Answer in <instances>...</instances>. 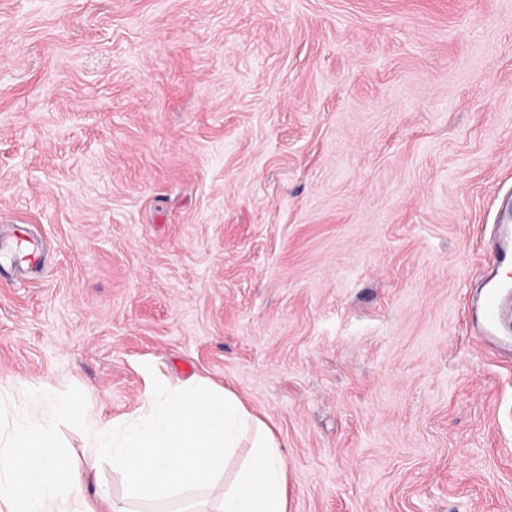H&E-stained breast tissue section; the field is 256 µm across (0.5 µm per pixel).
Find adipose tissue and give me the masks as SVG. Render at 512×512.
I'll list each match as a JSON object with an SVG mask.
<instances>
[{
	"instance_id": "obj_1",
	"label": "adipose tissue",
	"mask_w": 512,
	"mask_h": 512,
	"mask_svg": "<svg viewBox=\"0 0 512 512\" xmlns=\"http://www.w3.org/2000/svg\"><path fill=\"white\" fill-rule=\"evenodd\" d=\"M24 408L0 434V512H128L96 487L97 453L151 512H290L288 476L272 428L231 389L148 380L133 415H86L93 452L78 466L52 432L69 401L22 383Z\"/></svg>"
}]
</instances>
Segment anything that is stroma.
<instances>
[{"label":"stroma","mask_w":512,"mask_h":512,"mask_svg":"<svg viewBox=\"0 0 512 512\" xmlns=\"http://www.w3.org/2000/svg\"><path fill=\"white\" fill-rule=\"evenodd\" d=\"M512 0H0V385L268 415L291 512H512ZM2 255L11 262L21 260L33 265L40 261L37 246L27 235L15 238L9 246L3 248ZM499 294L490 292L484 303L483 329L484 333L489 336L509 332L502 324V302Z\"/></svg>","instance_id":"1"}]
</instances>
